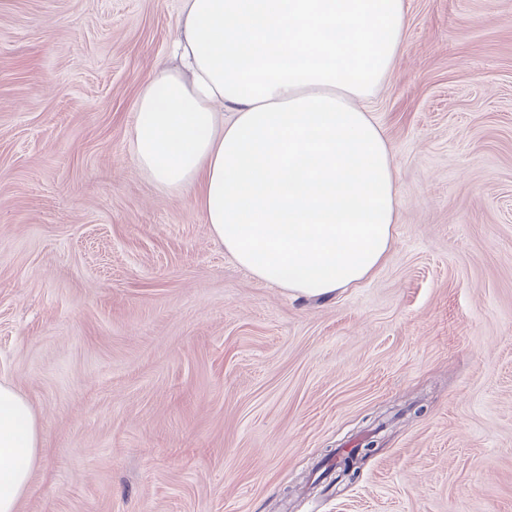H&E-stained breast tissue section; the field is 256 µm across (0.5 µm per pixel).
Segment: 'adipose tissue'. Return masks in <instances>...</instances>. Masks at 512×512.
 <instances>
[{
  "label": "adipose tissue",
  "instance_id": "obj_1",
  "mask_svg": "<svg viewBox=\"0 0 512 512\" xmlns=\"http://www.w3.org/2000/svg\"><path fill=\"white\" fill-rule=\"evenodd\" d=\"M405 29L404 0H183L173 62L138 97V170L195 190L212 236L259 280L306 298L366 280L400 209L367 102ZM40 448L31 404L0 381V512H17Z\"/></svg>",
  "mask_w": 512,
  "mask_h": 512
}]
</instances>
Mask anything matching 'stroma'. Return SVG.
<instances>
[{
    "instance_id": "35a3bbf8",
    "label": "stroma",
    "mask_w": 512,
    "mask_h": 512,
    "mask_svg": "<svg viewBox=\"0 0 512 512\" xmlns=\"http://www.w3.org/2000/svg\"><path fill=\"white\" fill-rule=\"evenodd\" d=\"M405 7L393 247L305 299L136 168L181 0H0V381L43 436L17 512H512V0Z\"/></svg>"
}]
</instances>
